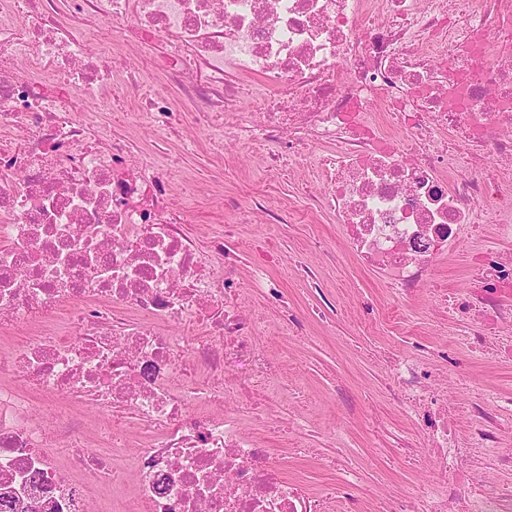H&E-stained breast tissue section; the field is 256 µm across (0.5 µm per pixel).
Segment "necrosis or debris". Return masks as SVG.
<instances>
[{"label": "necrosis or debris", "instance_id": "obj_1", "mask_svg": "<svg viewBox=\"0 0 512 512\" xmlns=\"http://www.w3.org/2000/svg\"><path fill=\"white\" fill-rule=\"evenodd\" d=\"M101 41L162 48L196 124L219 131L213 153L279 144L271 174L321 180L394 301L428 290L455 344L494 362L512 359V254L477 249L454 292L436 262L486 222L512 241V0H0V334H33L0 353V490L25 512H112L87 489L122 484L128 455L121 512H334L354 471L313 494L242 427L276 424L282 394L236 255L223 236L202 249L185 233L153 152L77 118L146 84L116 81ZM257 95L260 123L224 125ZM140 107L158 139L182 121L163 94ZM410 345L384 372L431 450L417 512L465 496L471 512H512V484L472 487L481 455L512 471V392L485 390L459 434L447 395L469 393V376L438 379ZM229 395L233 412L205 413ZM90 404L107 416L102 453L79 419Z\"/></svg>", "mask_w": 512, "mask_h": 512}]
</instances>
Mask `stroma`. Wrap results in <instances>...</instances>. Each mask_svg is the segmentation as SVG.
<instances>
[{
	"mask_svg": "<svg viewBox=\"0 0 512 512\" xmlns=\"http://www.w3.org/2000/svg\"><path fill=\"white\" fill-rule=\"evenodd\" d=\"M145 60L150 63L151 85L174 106L191 111L192 103L156 64L153 51L125 52L127 64L137 67ZM79 118L91 125L111 122L114 133L132 134L142 148L156 147L134 98L110 109L90 101ZM165 149L179 158L174 181L185 179L197 186L196 194L182 203L190 217L185 229L200 246H208L224 226H233L232 246L242 278L248 275L250 260L267 253L281 251L291 259L287 268H274L273 273L283 283L290 308L304 319L306 336L289 335L277 301L251 288L245 291L248 303L265 309L266 326L257 341L283 368V427L274 432L247 421L244 429L276 450L285 477L305 481L312 491L335 484L336 473L324 461L336 457L361 467L362 482L350 493L365 508L370 510L380 497L392 494L398 498L399 512H412L413 501L400 491L428 478L427 451L419 446V428L401 414L378 358L404 350L412 334L429 346L450 339L453 328L438 325L429 292H422L402 316H395L380 275L351 254L333 216L305 197L304 188L312 183L310 173L269 179L264 154L230 142L222 155H213L208 134L189 124ZM260 194L270 204L287 209L290 223L267 224L259 217L249 224L238 223L228 200L243 203ZM324 294L335 298L338 309L327 321L316 314ZM454 357L477 387L512 390V360L484 364L461 351ZM405 440L417 444V452L403 455L400 444Z\"/></svg>",
	"mask_w": 512,
	"mask_h": 512,
	"instance_id": "1",
	"label": "stroma"
}]
</instances>
